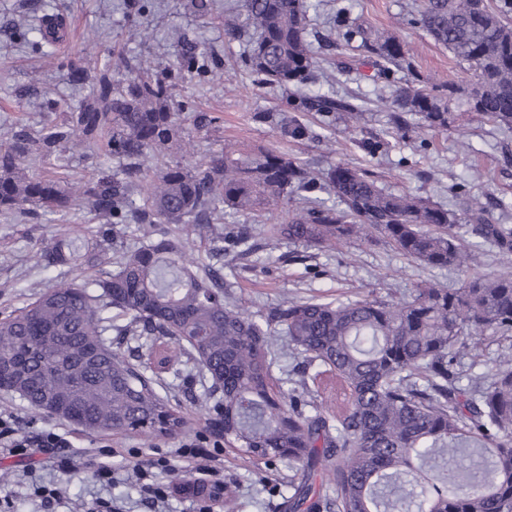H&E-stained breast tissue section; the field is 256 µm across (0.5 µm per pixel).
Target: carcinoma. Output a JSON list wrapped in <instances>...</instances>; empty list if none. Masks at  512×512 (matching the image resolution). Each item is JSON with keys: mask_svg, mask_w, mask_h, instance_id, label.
Listing matches in <instances>:
<instances>
[{"mask_svg": "<svg viewBox=\"0 0 512 512\" xmlns=\"http://www.w3.org/2000/svg\"><path fill=\"white\" fill-rule=\"evenodd\" d=\"M244 19L229 11L224 32L245 42L241 61L263 86L287 93V109L256 112L288 142L318 139L307 122L333 131L341 123L374 159L421 128L443 131L459 76L441 86L412 76L409 54L394 36L373 41L342 8L336 32L357 44L377 78L390 87L378 102L391 109L388 127L363 128L359 98L311 92L319 61L308 40L310 0H244ZM407 22L468 65L466 101L474 111L512 127V0H415ZM59 12L18 23V36L54 58L44 30L64 28ZM172 64L146 56L94 74L73 63L71 79L86 97L38 130L17 125L0 144V212L34 219L67 216L86 204L96 226L81 243L61 238L41 254L44 267L115 266L91 280L61 281L0 318V359L9 368L0 389L88 433L131 432L171 438L186 421L159 382L112 349L108 336H156L154 354L170 365L174 350L192 357L222 396L206 402L224 447L267 465H288L261 480L288 487L287 512H512V353L459 386L460 358L486 341L512 340V277L480 275L459 288L424 282L407 300L289 298L272 311L247 312L233 301V282L214 264L186 257L173 235L153 239L159 224L203 234L225 214L285 211L269 229L277 244L324 249L354 237L378 239L424 267L470 270L490 247L512 253V227L488 221L485 204L466 192L451 212L409 192L377 185L372 172L336 163L320 174L288 153L260 144H224L208 160L175 159L186 142L174 88L185 77L218 78L222 61L205 43L177 30ZM105 140L110 163L69 183L29 170L68 148L88 153ZM174 157L148 177V163ZM324 192L333 200L316 197ZM141 241L122 247L128 226ZM477 238L467 248L461 229ZM116 246L111 252L106 242ZM229 241L249 254L250 232ZM303 364L298 378L275 372V346ZM347 401L332 413L314 404L318 381ZM179 489L211 498L207 486L178 478Z\"/></svg>", "mask_w": 512, "mask_h": 512, "instance_id": "carcinoma-1", "label": "carcinoma"}]
</instances>
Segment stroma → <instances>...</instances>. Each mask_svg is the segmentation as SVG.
Segmentation results:
<instances>
[{
	"label": "stroma",
	"mask_w": 512,
	"mask_h": 512,
	"mask_svg": "<svg viewBox=\"0 0 512 512\" xmlns=\"http://www.w3.org/2000/svg\"><path fill=\"white\" fill-rule=\"evenodd\" d=\"M69 17V33L61 44L54 63H47L25 44L0 34V142L6 141L16 125L36 128L46 117L41 105L45 98L68 103L88 94V86L74 85L68 64L81 61L96 70L106 59L145 55L161 64L174 59L168 39L170 29L179 28L207 43L224 58L221 79H188L177 84L175 95L195 110L210 112L218 121L210 129L191 134V162H200L220 151L225 141L263 144L287 148L290 154L317 161L320 167L343 161L370 169L381 187L391 192L409 191L430 202L452 208L459 189L479 197L488 208L491 223L512 225V130H506L468 109L464 96L451 105L454 120L448 131L420 132L417 140L399 145L388 155L365 158L349 134L337 130L324 140H305L284 144L266 124L253 121L255 112L282 108L285 97L257 84L244 67L240 41L224 32V11L234 0H215L212 16L198 18L187 11L186 0H148L145 14V42L127 40L128 21L122 0H52ZM412 0H319L311 15L309 41L331 61L347 60L353 66L348 74L328 69L316 90L362 97L367 127L378 129L386 112L375 105L382 91L374 70L358 55L338 44L332 17L348 7L372 36L394 35L408 50L416 74L431 84L447 82L448 73L461 70L462 64L436 43L421 28L407 25L402 17ZM280 211L262 212L240 218L225 216L210 231L189 236L185 252L192 257L208 255L217 238L247 222L258 243L255 252L224 254V274L235 283L234 293L242 308L268 310L290 297L346 299L356 294L377 298L407 297L417 283L434 280L458 288L467 276L461 272L430 269L410 262L381 241L351 240L325 249L281 244L271 246L264 230L279 222ZM88 223V213L75 207L66 222L43 215L37 220L14 221L0 216V311H12L32 301L57 282L87 278L94 271L85 266L45 268L39 265L41 251L56 240L78 237ZM173 389L187 425L183 434L171 440L154 441L143 435H89L78 426L29 410L18 395L0 390V413L17 418L23 430L54 428L72 434L73 445L83 455L84 468L61 473L45 464L24 470L14 457L0 452V472L9 477L0 483V498L14 501L13 512H40L39 502L30 495L33 483H52L62 487L63 499L54 512H75L97 498H107L116 512H150L142 500L132 468L141 462L171 454L183 444L207 434L216 440L203 410L205 396L193 360H178L161 374ZM112 447L111 485H99L94 468L102 445ZM223 474L236 485L234 512H275L281 492L261 480L263 463L241 459L223 450Z\"/></svg>",
	"instance_id": "35a3bbf8"
}]
</instances>
